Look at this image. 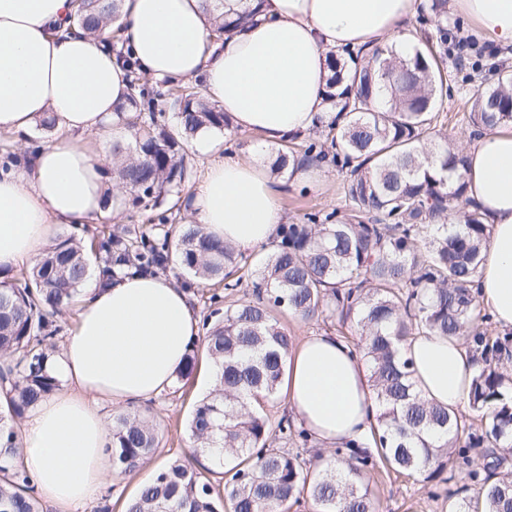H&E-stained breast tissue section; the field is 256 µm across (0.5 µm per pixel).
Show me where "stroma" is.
<instances>
[{"label":"stroma","instance_id":"35a3bbf8","mask_svg":"<svg viewBox=\"0 0 512 512\" xmlns=\"http://www.w3.org/2000/svg\"><path fill=\"white\" fill-rule=\"evenodd\" d=\"M484 50L490 54L493 65L482 69L479 75L470 78L455 75L456 58H449L447 63L448 70L453 71L454 76L450 78L443 96L445 119L442 131L456 143L475 135L473 127L463 121L468 100L478 90L497 83L498 67L512 71L511 47L488 44ZM188 158L190 168L180 194L166 200L172 208L170 222L174 225L189 223L187 202L208 162L207 155L194 149L189 150ZM343 183V173L332 165L327 166L321 179L312 183L286 176L278 178L281 206L287 222L301 224L310 213L345 210ZM210 387V365L207 358L202 357L189 377L140 406V413L154 417L160 425L157 451L144 459L133 472L118 476L91 501L70 508L69 512H99L105 505L110 506L112 512H124L125 502L135 496L140 487L150 481L170 459L189 455L193 444L188 435L187 421L197 401L208 394ZM373 492L378 512H448L447 495L429 496L422 484L402 477H380Z\"/></svg>","mask_w":512,"mask_h":512}]
</instances>
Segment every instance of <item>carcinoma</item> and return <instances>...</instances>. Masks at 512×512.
Listing matches in <instances>:
<instances>
[{
    "mask_svg": "<svg viewBox=\"0 0 512 512\" xmlns=\"http://www.w3.org/2000/svg\"><path fill=\"white\" fill-rule=\"evenodd\" d=\"M117 0H78L67 30L102 31L117 20ZM254 13L219 14L214 32H230ZM422 18L432 19L436 45L410 58L391 51L343 50L330 54L327 100L344 99V121L328 126L299 151L277 152L271 172L330 162L345 172L350 215L338 211L283 224L268 258L250 272L253 298L224 309L222 296L204 318L205 349L213 389L194 407L187 430L196 444L132 497L125 512H288L300 499L313 512H376L374 476L391 469L432 486L455 471L467 484L453 495L449 512H512V332L491 329L472 288L490 235L465 184L445 172L466 165L454 143L439 142L435 128L447 81L448 0H427ZM127 93L115 105L119 124L131 131L133 151L112 142V177L127 189L124 205L150 210L180 191L184 145L202 130L225 131L230 117L198 91L152 83L137 73L130 55ZM388 106L376 111V89ZM176 111V126L158 123L162 98ZM512 121V86L500 82L478 92L469 125L493 128ZM459 217L460 223L448 224ZM85 253L75 236L50 245L30 272L0 285V383L9 384L0 405V512H42L30 476L18 465L16 420L59 381L46 367L61 327L54 316L68 309L90 275L94 255L102 281L116 270L154 274L176 265L190 276L184 286L219 279L232 292L234 272L248 258L234 247L185 224L177 241L154 229L102 225ZM305 320L336 317L358 332L352 341L366 360L381 408L372 450L356 444L329 456L306 459L275 446V438L304 448L312 435L271 408L284 379L292 337L278 315ZM434 334L459 339L477 354L468 395L473 415L450 411L415 388L401 346L410 337ZM159 445L150 418L119 414L112 421V467L133 471ZM220 470L211 480L198 455ZM477 497L466 495L468 485Z\"/></svg>",
    "mask_w": 512,
    "mask_h": 512,
    "instance_id": "carcinoma-1",
    "label": "carcinoma"
}]
</instances>
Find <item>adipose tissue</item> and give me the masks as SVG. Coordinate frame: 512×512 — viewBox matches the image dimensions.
<instances>
[{
  "mask_svg": "<svg viewBox=\"0 0 512 512\" xmlns=\"http://www.w3.org/2000/svg\"><path fill=\"white\" fill-rule=\"evenodd\" d=\"M480 38L512 46V0H454ZM417 0H224L228 13L253 7L240 28L216 37L204 0H118L123 49L155 81H195L260 145L243 160H210L188 213L205 232L242 252L272 247L285 222L263 148L341 122L325 102L328 53L389 48L413 54L407 24ZM75 0H0V132L28 136L44 113L57 134L27 165L0 177V274L34 263L57 232L111 212L100 156L81 147L94 132L128 138L113 108L126 72L103 35L63 33ZM467 195L490 226L475 281L501 329L512 330V124L466 143ZM201 334L190 295L171 278L118 274L86 281L78 321L49 367L65 383L31 407L19 453L44 501L65 508L115 479L110 430L100 412L142 403L171 388ZM402 356L416 388L448 409L467 401L476 368L459 340L417 335ZM288 411L317 441H367L376 406L370 372L342 338L305 337L289 353L282 385Z\"/></svg>",
  "mask_w": 512,
  "mask_h": 512,
  "instance_id": "obj_1",
  "label": "adipose tissue"
}]
</instances>
